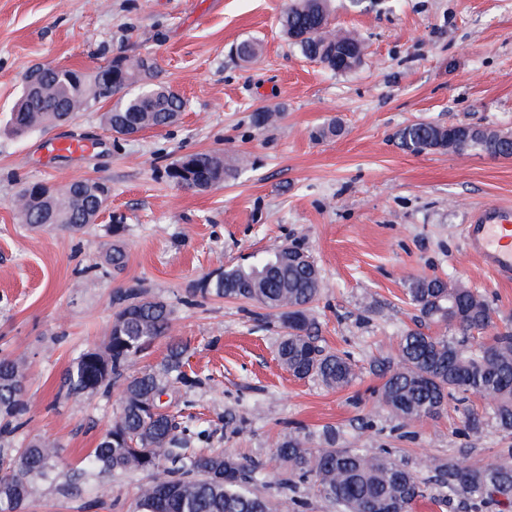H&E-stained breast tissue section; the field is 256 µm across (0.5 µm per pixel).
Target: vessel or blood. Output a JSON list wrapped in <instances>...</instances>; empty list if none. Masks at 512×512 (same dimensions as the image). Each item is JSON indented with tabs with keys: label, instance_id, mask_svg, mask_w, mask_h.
Wrapping results in <instances>:
<instances>
[{
	"label": "vessel or blood",
	"instance_id": "obj_1",
	"mask_svg": "<svg viewBox=\"0 0 512 512\" xmlns=\"http://www.w3.org/2000/svg\"><path fill=\"white\" fill-rule=\"evenodd\" d=\"M54 153L78 157L91 145L76 137H57L49 143ZM469 253L498 277L512 280V209L483 205L475 209L465 228Z\"/></svg>",
	"mask_w": 512,
	"mask_h": 512
}]
</instances>
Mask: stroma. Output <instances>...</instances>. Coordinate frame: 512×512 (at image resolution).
<instances>
[{"label": "stroma", "instance_id": "obj_1", "mask_svg": "<svg viewBox=\"0 0 512 512\" xmlns=\"http://www.w3.org/2000/svg\"><path fill=\"white\" fill-rule=\"evenodd\" d=\"M288 0H0V357L25 365L30 423L10 443L56 440L61 462L35 481L25 512H134L145 472L98 477L86 458L117 412L120 386L88 400L65 396L79 354L101 346L117 291L134 289L173 310L172 335L187 345L192 386L167 391L189 426L193 452L228 451L259 468L252 490L281 512H336L308 481L281 485L275 446L297 433L313 446L336 431L340 448L390 450L409 467L458 459L472 468L512 448L486 401L449 402L414 425L380 401L401 336L420 325L405 293L409 278L437 275L483 292L494 331L512 330V284L470 258L473 208H512V158L472 152L412 154L398 132L415 122L482 125L512 133V0H332V23L360 35L362 63L336 74L283 38ZM262 45L256 61L234 47ZM150 54L160 78L187 102L180 120L133 138L113 135L95 103L71 122L14 135L8 119L26 75L38 66L94 74L118 56ZM279 112L276 125L253 121ZM339 135L317 137L329 122ZM93 148L77 158L46 153L53 136ZM223 155L233 175L207 192L174 186L167 170L183 155ZM107 183L94 224L72 236L25 224L13 201L22 186ZM120 225L127 263L104 255ZM286 246L317 265L323 290L310 313L318 339L348 353L357 377L330 388L298 379L277 357L274 311L235 298L193 297L201 281L251 255ZM481 421L467 427L469 414ZM412 512H512L449 498L424 471Z\"/></svg>", "mask_w": 512, "mask_h": 512}]
</instances>
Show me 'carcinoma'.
Masks as SVG:
<instances>
[{"label":"carcinoma","instance_id":"obj_1","mask_svg":"<svg viewBox=\"0 0 512 512\" xmlns=\"http://www.w3.org/2000/svg\"><path fill=\"white\" fill-rule=\"evenodd\" d=\"M281 27L289 45L302 56L321 62L334 73L351 68L336 64V49L353 43L365 50L355 34L332 26L330 0H290L281 16ZM261 46L243 40L236 46L240 61L250 63ZM123 69L101 67L85 76L66 67L40 68L39 85L23 89L11 113L18 134L73 119L96 102H113L106 112L112 133H124L127 125L139 130L163 129L176 123L186 107L182 96L157 80L155 59L123 58ZM141 84L133 94L125 92ZM402 149L412 154L431 151L469 153L499 157L512 146L500 130L488 126H440L418 122L398 132ZM174 163L181 172H167L177 186L204 192L224 184L231 176L224 158L211 153L184 157ZM107 184L84 179L64 188L35 193L21 189L17 200L25 223L49 226L70 233L90 226L110 198ZM115 240L104 261L115 269L126 263V251L112 226ZM322 291L318 268L305 252L284 247L272 255L245 265L229 267L193 290V296L243 298L279 314L285 333L277 354L281 364L298 378L316 377L326 386L343 388L356 376L351 360L325 351L317 344L316 323L310 305ZM407 295L421 316L453 329L460 337L432 336L410 330L400 339V364L382 385L381 396L390 412L404 423L440 414L455 400L467 395L488 400L500 431L512 435V331L468 346L474 335L493 324V311L479 290L433 276L411 279ZM118 310L100 347L80 354L68 369L64 387L69 394L88 398L103 396L123 381L121 409L101 436L89 459V471L114 475L142 471L151 475L141 488L137 512H278L269 498L253 494L249 485L257 480V466L229 452L210 455L187 454L188 439L177 434L176 417L163 410L161 395L170 382L193 385L183 370L186 347L171 336V310L158 299L133 292L114 296ZM169 337L167 355L157 371L125 375L130 361L156 339ZM24 366L16 359L0 357V441L6 442L28 423ZM313 448L297 434L281 438L276 454L283 469V484L307 474L314 477L319 497L343 512H411L424 497L422 479L391 454L368 455L333 447ZM59 445L48 438L23 448H0V512H24L31 482L47 478L59 459ZM419 468L440 473L448 491L472 505H512V462L503 460L473 469L450 459L424 461Z\"/></svg>","mask_w":512,"mask_h":512}]
</instances>
